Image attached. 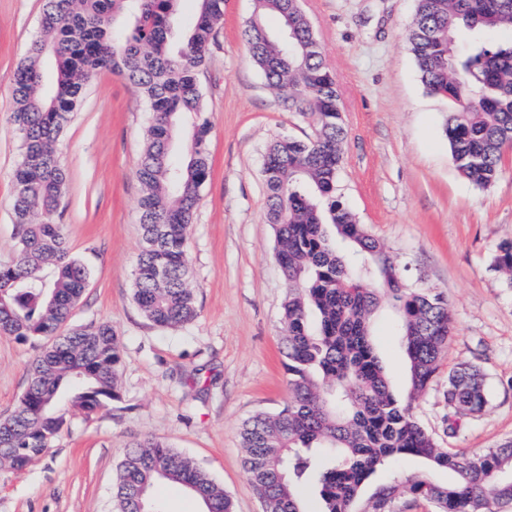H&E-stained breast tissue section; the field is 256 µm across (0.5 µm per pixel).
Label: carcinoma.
Returning <instances> with one entry per match:
<instances>
[{
	"mask_svg": "<svg viewBox=\"0 0 512 512\" xmlns=\"http://www.w3.org/2000/svg\"><path fill=\"white\" fill-rule=\"evenodd\" d=\"M176 2L44 0L40 35L10 78L20 152L13 174L15 256L0 264V334L48 340L13 414L0 421V462L14 470L51 447L71 410L91 414L118 398V336L105 322L72 324L89 272L70 252L57 219L67 187L57 142L86 84L102 71L131 82L150 112L135 168L141 248L133 300L161 328L198 317L188 238L199 188L210 176V121L198 75L224 0H198V19L174 51ZM268 15L280 20L283 38L266 29ZM498 28L512 29V0H417L406 37L421 82L450 107L445 135L452 164L478 187L495 182L512 149V40L486 38ZM462 30L470 34L469 51L459 56ZM245 37L284 107L316 127L313 141L271 143L263 163L266 221L288 282L282 343L289 385L282 409L255 415L241 428L245 470L264 512H306L300 488L310 472L320 512H396L406 497L427 501L434 512H499L512 505V440L485 452L450 451L413 416L412 401L427 391L448 348V303L409 287L344 200L340 97L301 0H257ZM45 58L55 65L49 85L40 67ZM184 128V157L176 164L172 141ZM158 266L166 269L163 279L154 275ZM493 267L512 288V241L498 246ZM384 299L397 309L409 368L405 404L393 396L373 344L372 318ZM446 396L450 419L480 414L488 404L480 369L462 364L449 373ZM404 455L423 460L428 470L384 485L361 503L370 476ZM431 470H446L454 481L437 484ZM162 481L185 488L205 512H234L230 496L205 470L154 438L132 443L119 464L118 512H164L152 497Z\"/></svg>",
	"mask_w": 512,
	"mask_h": 512,
	"instance_id": "cac0c4a2",
	"label": "carcinoma"
}]
</instances>
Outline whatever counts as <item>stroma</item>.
Returning a JSON list of instances; mask_svg holds the SVG:
<instances>
[{
    "instance_id": "1",
    "label": "stroma",
    "mask_w": 512,
    "mask_h": 512,
    "mask_svg": "<svg viewBox=\"0 0 512 512\" xmlns=\"http://www.w3.org/2000/svg\"><path fill=\"white\" fill-rule=\"evenodd\" d=\"M416 0H302L340 94L346 138L339 185L359 223L397 260L409 284L443 293L453 335L438 373L412 408L439 447L483 451L512 439V288L492 265L512 240V150L499 179L479 188L454 169L443 128L448 104L420 81L406 34ZM43 0H0V264L14 257L13 172L19 153L10 77L39 32ZM255 0H224L200 86L211 122V174L199 189L189 251L197 318L149 322L132 298L140 251L134 171L149 124L138 89L109 71L86 86L57 149L69 173L60 204L71 252L89 272L77 324L106 322L120 338L118 400L74 413L50 450L17 472L0 464V512H115L127 446L153 437L191 458L232 498L262 512L244 470L245 420L288 399L281 353L287 283L273 255L262 176L269 144L310 137L286 111L244 38ZM397 315L381 304L373 340L397 397L406 356ZM38 351L0 335V416L16 407ZM476 365L489 404L448 427V373Z\"/></svg>"
}]
</instances>
